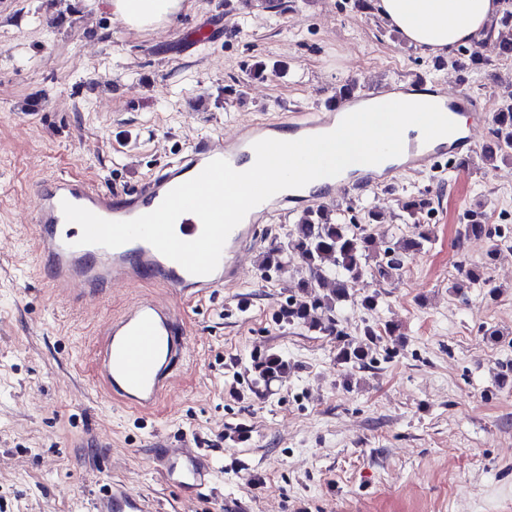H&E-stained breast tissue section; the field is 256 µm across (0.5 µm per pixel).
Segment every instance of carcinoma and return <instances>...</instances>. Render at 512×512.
I'll return each mask as SVG.
<instances>
[{"label":"carcinoma","mask_w":512,"mask_h":512,"mask_svg":"<svg viewBox=\"0 0 512 512\" xmlns=\"http://www.w3.org/2000/svg\"><path fill=\"white\" fill-rule=\"evenodd\" d=\"M487 39L495 42L497 54L503 59L512 58V0H502V9L490 25ZM495 140L488 144L482 159L493 164L499 159L512 157V105H506L493 115ZM485 234L483 215L473 212L464 225L463 235ZM425 232L416 238L402 240L396 249H388L378 257L374 239L355 223L344 224L333 218V210L325 205L308 209L288 236L271 246L263 266L279 269L284 260H299V270L308 273L300 277L299 288L308 295L305 301L290 302L278 313V321L301 324L319 333L336 336V363L343 367L364 364L372 353L371 344L379 337L370 324L364 326L365 341L353 344L346 340V333L336 320V308L353 300L352 288L363 281L367 260H376V273L388 275L402 266L403 256L419 251ZM289 362L272 353L253 360L254 381L265 384L288 373Z\"/></svg>","instance_id":"cac0c4a2"}]
</instances>
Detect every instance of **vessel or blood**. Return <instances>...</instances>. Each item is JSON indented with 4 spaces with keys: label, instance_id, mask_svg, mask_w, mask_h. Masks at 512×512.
<instances>
[{
    "label": "vessel or blood",
    "instance_id": "obj_1",
    "mask_svg": "<svg viewBox=\"0 0 512 512\" xmlns=\"http://www.w3.org/2000/svg\"><path fill=\"white\" fill-rule=\"evenodd\" d=\"M436 94L447 109H471L465 128L428 143L417 132L405 130L404 149L399 157L377 165H350L338 176L314 180L307 190L280 191L272 201L250 210L230 233L219 264L210 274H191L142 240L115 249L80 244L81 229L66 221L62 204L70 202L108 220L136 218L155 210L170 190L196 177L212 160L223 159L233 169H242L254 158L256 141L277 139L286 131L297 139L330 132L349 111L371 101L396 99L398 91L393 85L376 87L361 95L332 98L309 114L295 112L264 120L231 138H200L129 194H115L73 177L45 181L35 189L36 261L49 272L55 287L79 291L84 298L100 297L112 288L140 280L196 296L216 294L240 278V256L254 242L256 221L269 211L272 203L324 204L340 192L354 194L389 183L404 171L423 172L439 166L444 159L468 157L476 145L478 129L490 123V113L476 111L475 100L465 91L440 86ZM187 341L182 318L174 308L151 298L140 299L111 318L97 339V376L123 403L143 412L151 410L167 392L173 371L186 354ZM211 466L206 454L179 450L167 458V476L175 486L187 489L192 480ZM143 510L142 499L122 482L113 484L94 507V512Z\"/></svg>",
    "mask_w": 512,
    "mask_h": 512
}]
</instances>
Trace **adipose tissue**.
<instances>
[{"mask_svg": "<svg viewBox=\"0 0 512 512\" xmlns=\"http://www.w3.org/2000/svg\"><path fill=\"white\" fill-rule=\"evenodd\" d=\"M193 0H109L125 27L149 31L165 27ZM380 21L423 51L440 54L485 35L500 0H375Z\"/></svg>", "mask_w": 512, "mask_h": 512, "instance_id": "1", "label": "adipose tissue"}]
</instances>
